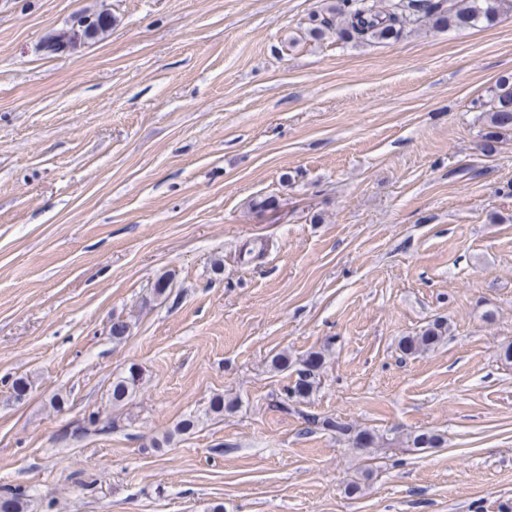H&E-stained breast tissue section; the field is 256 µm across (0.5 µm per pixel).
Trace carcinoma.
Here are the masks:
<instances>
[{
	"instance_id": "obj_1",
	"label": "carcinoma",
	"mask_w": 512,
	"mask_h": 512,
	"mask_svg": "<svg viewBox=\"0 0 512 512\" xmlns=\"http://www.w3.org/2000/svg\"><path fill=\"white\" fill-rule=\"evenodd\" d=\"M512 9V0H337L328 15L312 18L315 26L310 32L321 35L334 32L346 42L384 41L401 36L416 25L433 27L475 26L482 21H492L502 10ZM96 26L92 33H82L88 40H96L112 26V14L107 11L92 13ZM487 106L488 131L485 138L493 142L502 130H512V76H502L492 90ZM448 333V326L438 320L424 329L401 340L402 350L409 353L424 351L439 343ZM324 354L311 351L298 362L294 383L287 386L280 404L299 403L308 398L319 385ZM142 376L135 366L112 382V405L120 406L129 401L139 389ZM322 426L352 439L358 448H371L375 436L366 430H355L349 424L326 419ZM96 427L100 432L112 429V420H102L91 414L77 425L75 431L86 433ZM27 490L22 487H0V512H23Z\"/></svg>"
}]
</instances>
